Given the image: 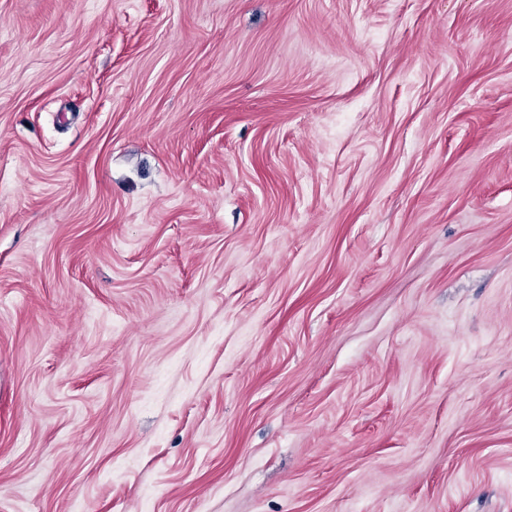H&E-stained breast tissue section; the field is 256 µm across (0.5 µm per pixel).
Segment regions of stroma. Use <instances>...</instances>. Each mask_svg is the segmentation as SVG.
<instances>
[{"mask_svg":"<svg viewBox=\"0 0 512 512\" xmlns=\"http://www.w3.org/2000/svg\"><path fill=\"white\" fill-rule=\"evenodd\" d=\"M0 512H512V0H0Z\"/></svg>","mask_w":512,"mask_h":512,"instance_id":"obj_1","label":"stroma"}]
</instances>
